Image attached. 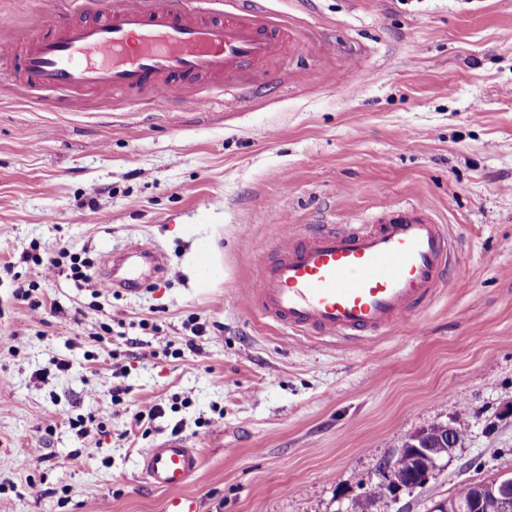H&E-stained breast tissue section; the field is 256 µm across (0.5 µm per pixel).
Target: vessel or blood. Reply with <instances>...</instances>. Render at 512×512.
<instances>
[{
    "mask_svg": "<svg viewBox=\"0 0 512 512\" xmlns=\"http://www.w3.org/2000/svg\"><path fill=\"white\" fill-rule=\"evenodd\" d=\"M97 0L92 19L54 20L51 31L23 44L1 43L0 80L63 94L139 92L150 86L183 98L190 83L273 76L284 52H299L281 26L252 13L193 11L183 0ZM279 257L265 264L251 289L253 305L271 321L322 336H371L404 325L445 285L453 243L446 225L417 204L383 205L375 222L320 225L298 236L284 231ZM201 466L198 449L170 436L144 449L137 468L153 488L169 491L165 512H201L181 490Z\"/></svg>",
    "mask_w": 512,
    "mask_h": 512,
    "instance_id": "obj_1",
    "label": "vessel or blood"
}]
</instances>
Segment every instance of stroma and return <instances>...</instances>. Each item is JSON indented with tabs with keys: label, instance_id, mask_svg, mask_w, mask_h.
I'll list each match as a JSON object with an SVG mask.
<instances>
[{
	"label": "stroma",
	"instance_id": "stroma-1",
	"mask_svg": "<svg viewBox=\"0 0 512 512\" xmlns=\"http://www.w3.org/2000/svg\"><path fill=\"white\" fill-rule=\"evenodd\" d=\"M81 0H0V40L47 30ZM302 52L245 103L215 88L207 111L163 92L74 93L65 110L0 85V481L10 512H164L140 449L199 450L184 487L202 512H348L378 460L469 413L468 436L431 481L373 512H428L459 486L512 471V0H259ZM411 199L447 224L457 262L398 331L305 336L262 316L248 290L284 226L372 223ZM165 270L94 297L59 277L32 312L24 261L67 249ZM205 244L209 272L195 252ZM113 334L93 337L100 323ZM206 327L197 351L170 340ZM148 342L142 357L132 339ZM64 359L67 371L54 363ZM126 368L104 430L77 437ZM160 406L148 432L133 416ZM54 496H46V489Z\"/></svg>",
	"mask_w": 512,
	"mask_h": 512
}]
</instances>
